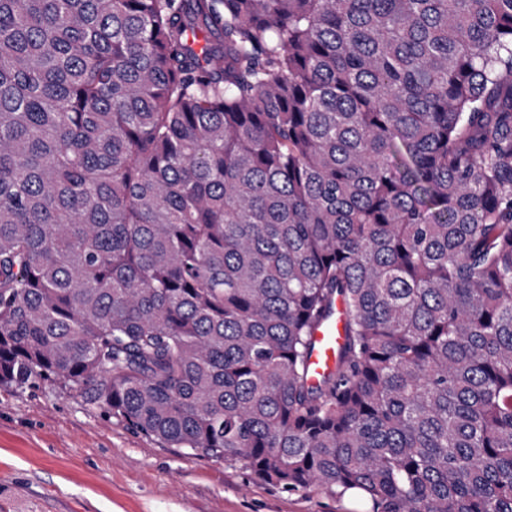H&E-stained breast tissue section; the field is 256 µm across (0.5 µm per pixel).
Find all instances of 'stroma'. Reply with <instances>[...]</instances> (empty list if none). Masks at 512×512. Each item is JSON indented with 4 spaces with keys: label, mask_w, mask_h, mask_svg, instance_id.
Listing matches in <instances>:
<instances>
[{
    "label": "stroma",
    "mask_w": 512,
    "mask_h": 512,
    "mask_svg": "<svg viewBox=\"0 0 512 512\" xmlns=\"http://www.w3.org/2000/svg\"><path fill=\"white\" fill-rule=\"evenodd\" d=\"M0 512H372L289 491L131 429L65 383L0 386Z\"/></svg>",
    "instance_id": "1"
}]
</instances>
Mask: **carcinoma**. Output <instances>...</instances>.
Listing matches in <instances>:
<instances>
[{"label": "carcinoma", "instance_id": "obj_1", "mask_svg": "<svg viewBox=\"0 0 512 512\" xmlns=\"http://www.w3.org/2000/svg\"><path fill=\"white\" fill-rule=\"evenodd\" d=\"M57 381L291 491L512 512V0H0V386ZM344 321L343 302L335 299L328 317L314 336V346L309 358L311 382L320 381L334 369L336 355L345 341Z\"/></svg>", "mask_w": 512, "mask_h": 512}]
</instances>
